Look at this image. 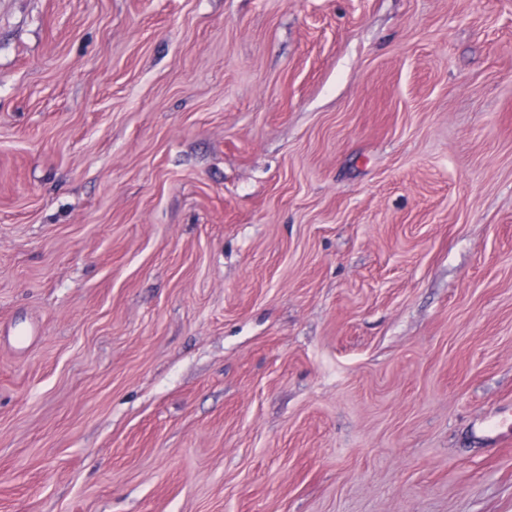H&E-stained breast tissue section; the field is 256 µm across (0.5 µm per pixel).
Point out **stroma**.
<instances>
[{
    "mask_svg": "<svg viewBox=\"0 0 512 512\" xmlns=\"http://www.w3.org/2000/svg\"><path fill=\"white\" fill-rule=\"evenodd\" d=\"M512 0H0V512H512Z\"/></svg>",
    "mask_w": 512,
    "mask_h": 512,
    "instance_id": "1",
    "label": "stroma"
}]
</instances>
